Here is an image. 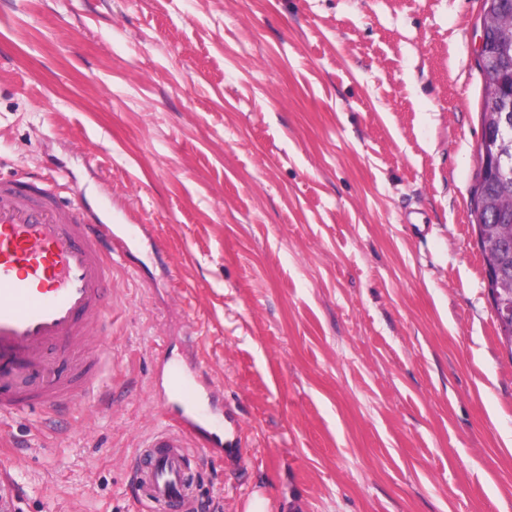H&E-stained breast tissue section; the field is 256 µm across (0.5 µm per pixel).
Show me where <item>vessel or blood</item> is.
<instances>
[{"label": "vessel or blood", "instance_id": "vessel-or-blood-1", "mask_svg": "<svg viewBox=\"0 0 512 512\" xmlns=\"http://www.w3.org/2000/svg\"><path fill=\"white\" fill-rule=\"evenodd\" d=\"M59 179L0 177V422L24 411L59 413L101 395L110 358L87 346L112 317V260L130 248L111 225L63 203ZM174 412L135 458V478L155 512H191L190 451L243 455L240 427L216 434L196 383L165 371Z\"/></svg>", "mask_w": 512, "mask_h": 512}]
</instances>
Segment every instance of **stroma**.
Listing matches in <instances>:
<instances>
[{
  "label": "stroma",
  "mask_w": 512,
  "mask_h": 512,
  "mask_svg": "<svg viewBox=\"0 0 512 512\" xmlns=\"http://www.w3.org/2000/svg\"><path fill=\"white\" fill-rule=\"evenodd\" d=\"M483 0H0V174L138 243L112 404L0 425L21 512H144L130 463L182 365L241 512H512V355L469 222Z\"/></svg>",
  "instance_id": "stroma-1"
}]
</instances>
